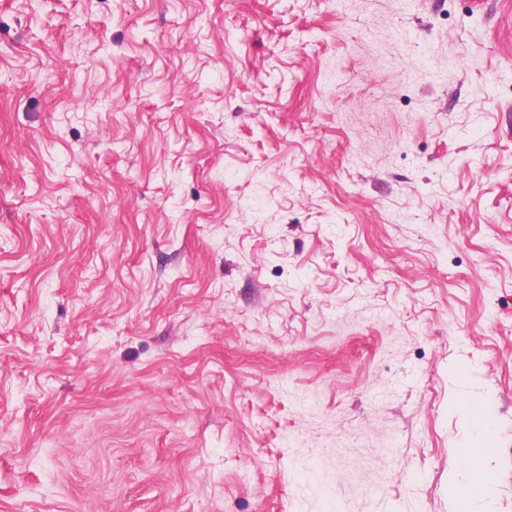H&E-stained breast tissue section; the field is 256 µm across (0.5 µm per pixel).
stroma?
I'll return each mask as SVG.
<instances>
[{
  "instance_id": "35a3bbf8",
  "label": "stroma",
  "mask_w": 512,
  "mask_h": 512,
  "mask_svg": "<svg viewBox=\"0 0 512 512\" xmlns=\"http://www.w3.org/2000/svg\"><path fill=\"white\" fill-rule=\"evenodd\" d=\"M512 512V0H0V512ZM483 436L472 441L465 448H459L461 470L453 475V499L457 512H495L493 480L487 466L493 448L486 446L492 437L490 410H477Z\"/></svg>"
}]
</instances>
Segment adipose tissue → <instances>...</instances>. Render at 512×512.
Segmentation results:
<instances>
[{
    "label": "adipose tissue",
    "instance_id": "ef3b65f1",
    "mask_svg": "<svg viewBox=\"0 0 512 512\" xmlns=\"http://www.w3.org/2000/svg\"><path fill=\"white\" fill-rule=\"evenodd\" d=\"M477 414L483 436L459 449L461 470L452 477L456 512H495L493 480L487 466L492 455L487 446L492 436L490 411L483 407Z\"/></svg>",
    "mask_w": 512,
    "mask_h": 512
}]
</instances>
